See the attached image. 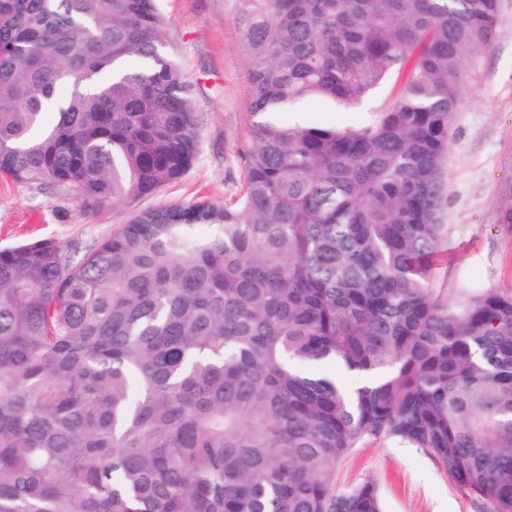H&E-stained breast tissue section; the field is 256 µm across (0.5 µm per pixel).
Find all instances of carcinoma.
Here are the masks:
<instances>
[{
	"label": "carcinoma",
	"mask_w": 512,
	"mask_h": 512,
	"mask_svg": "<svg viewBox=\"0 0 512 512\" xmlns=\"http://www.w3.org/2000/svg\"><path fill=\"white\" fill-rule=\"evenodd\" d=\"M500 2L235 0L242 197L136 212L78 260L0 250V512H382L373 483L336 487L366 438L512 512V290L433 288L450 131ZM164 27L158 0H0V176L86 215L179 179L199 120ZM401 69L366 126L280 121Z\"/></svg>",
	"instance_id": "carcinoma-1"
}]
</instances>
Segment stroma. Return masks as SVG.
I'll use <instances>...</instances> for the list:
<instances>
[{
  "label": "stroma",
  "instance_id": "1",
  "mask_svg": "<svg viewBox=\"0 0 512 512\" xmlns=\"http://www.w3.org/2000/svg\"><path fill=\"white\" fill-rule=\"evenodd\" d=\"M167 50L195 85L199 139L193 166L136 207L117 205L87 218L65 187L0 178V249L50 241L65 250L90 246L126 223L132 210L199 200L230 202L245 186L243 155L252 118L250 61L236 30L233 0H159ZM404 77L389 74L346 108L305 102L285 113L321 126H365L400 96ZM512 181V0H501L497 36L478 61V78L456 113L442 169L441 223L448 238L435 259L434 286L453 300L489 287L512 289V225L501 223L504 183ZM374 482L385 512H486L452 484L421 450L369 438L344 457L336 482Z\"/></svg>",
  "mask_w": 512,
  "mask_h": 512
}]
</instances>
